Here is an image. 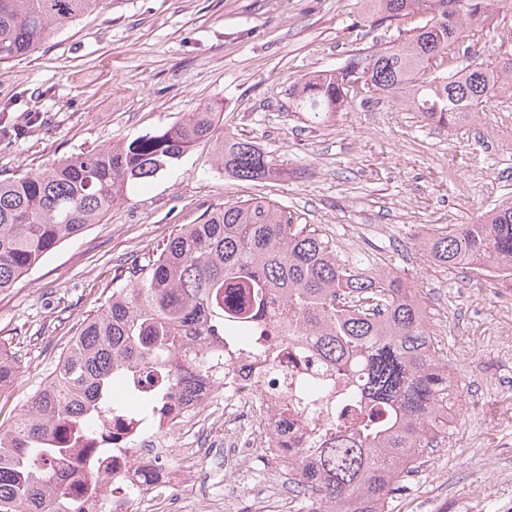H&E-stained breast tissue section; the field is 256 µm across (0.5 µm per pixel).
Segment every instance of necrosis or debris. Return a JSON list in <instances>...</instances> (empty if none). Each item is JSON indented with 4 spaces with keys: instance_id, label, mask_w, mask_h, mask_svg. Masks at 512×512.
I'll list each match as a JSON object with an SVG mask.
<instances>
[{
    "instance_id": "obj_1",
    "label": "necrosis or debris",
    "mask_w": 512,
    "mask_h": 512,
    "mask_svg": "<svg viewBox=\"0 0 512 512\" xmlns=\"http://www.w3.org/2000/svg\"><path fill=\"white\" fill-rule=\"evenodd\" d=\"M279 370L270 382L263 358L239 349L225 359L224 383L205 387L192 401H172L158 415L121 414L105 419V431L91 442L98 455H84L74 465L68 496L79 512H168L184 498L197 461L184 446L183 461L167 460L174 453L173 435L203 439L198 425L203 411L222 408L237 425L232 446L240 473L252 470L253 450L264 444L275 461L288 463L306 453L327 418L308 399L304 385L320 367L313 358H287L272 336L261 337Z\"/></svg>"
}]
</instances>
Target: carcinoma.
I'll return each instance as SVG.
<instances>
[{"instance_id": "1", "label": "carcinoma", "mask_w": 512, "mask_h": 512, "mask_svg": "<svg viewBox=\"0 0 512 512\" xmlns=\"http://www.w3.org/2000/svg\"><path fill=\"white\" fill-rule=\"evenodd\" d=\"M103 0H0V63L34 52L54 26L96 11ZM380 20L422 12L426 22L407 38L346 67L317 71L293 86L292 106L321 121L355 88L397 100L440 129L468 122L498 91L512 93V55L442 76L428 64L459 55L491 25L508 0H366ZM223 106L209 104L185 120L118 148L69 157L40 172L0 179V292L16 285L61 242L99 223L128 189L210 141ZM216 161L231 178L260 182L278 175L257 144L226 134ZM426 248L443 267L490 262L512 272V200L474 224H453ZM274 321L296 354L312 351L325 365L316 381L331 432L306 466H285L299 495H328L329 512H392L399 482L448 435L439 403L462 404L441 359L416 288L364 255L336 253L309 224L265 201L224 204L184 224L148 268L112 289L59 358L53 377L8 427L0 425V512H67L69 474L57 461L75 441L104 427L102 414L128 407L109 388L131 369L145 371L151 393L134 391L143 409L165 397L190 399L224 378V333L259 330ZM14 353L0 347V389L17 374ZM352 385L357 407L344 421L328 398Z\"/></svg>"}]
</instances>
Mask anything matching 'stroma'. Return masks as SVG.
<instances>
[{"instance_id": "stroma-1", "label": "stroma", "mask_w": 512, "mask_h": 512, "mask_svg": "<svg viewBox=\"0 0 512 512\" xmlns=\"http://www.w3.org/2000/svg\"><path fill=\"white\" fill-rule=\"evenodd\" d=\"M424 14L365 19L364 0H105L53 31L32 55L0 64V177L34 173L86 150L169 127L212 102L219 128L253 141L282 174L244 182L199 145L100 222L65 241L0 292V346L21 368L0 391L10 422L46 382L80 325L107 304L119 275L148 264L208 209L261 199L327 239L389 224L359 240L417 288L427 326L457 380L465 411L440 448L404 477L393 512H512V279L436 265L424 242L474 223L512 197V97L479 105L466 126L440 130L401 101L354 97L317 124L291 105L304 76L345 66L410 35ZM456 66L512 54V11ZM255 480L221 487L226 503L285 491L264 448Z\"/></svg>"}]
</instances>
